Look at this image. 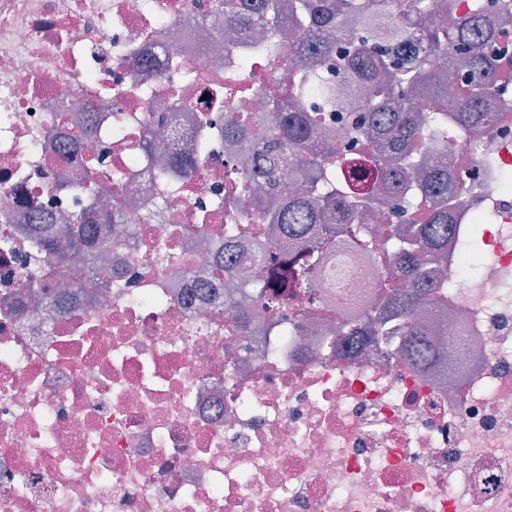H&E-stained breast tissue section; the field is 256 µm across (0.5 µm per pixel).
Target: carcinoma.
<instances>
[{
	"label": "carcinoma",
	"instance_id": "cac0c4a2",
	"mask_svg": "<svg viewBox=\"0 0 512 512\" xmlns=\"http://www.w3.org/2000/svg\"><path fill=\"white\" fill-rule=\"evenodd\" d=\"M224 25L254 30L257 53L278 59L281 76L276 112L224 116V135L244 137L255 159L244 184L248 192L280 197L278 224L302 245L288 260L259 252L253 265L263 273L254 299L283 312V292L314 288L330 273L339 254H360L369 262L370 243L350 223L374 201L388 209L395 227L385 243L392 282L380 299L410 336L408 352L423 350L417 309L430 304L433 272L448 255V203L438 198L455 189L448 167L424 161L448 152V125L477 121V107L497 95L500 58L512 54L506 34L477 10L449 28L433 18L448 0H406L399 14L390 0H229ZM318 54L332 58L344 90L330 85L323 68L294 73L289 59ZM459 79L457 99L448 105L446 69ZM364 99L362 111L347 117L353 139L336 150L318 137L324 112L341 93ZM427 99L431 110L416 111ZM288 167L291 186L278 185ZM101 232L94 216L72 215L69 224H36L24 264L40 267L58 251L82 254L87 263Z\"/></svg>",
	"mask_w": 512,
	"mask_h": 512
}]
</instances>
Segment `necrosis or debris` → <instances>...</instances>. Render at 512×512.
<instances>
[{"instance_id":"1","label":"necrosis or debris","mask_w":512,"mask_h":512,"mask_svg":"<svg viewBox=\"0 0 512 512\" xmlns=\"http://www.w3.org/2000/svg\"><path fill=\"white\" fill-rule=\"evenodd\" d=\"M251 39L225 41L222 0H0V512H512V113L448 134L433 362L350 335L380 294L357 268L342 303L319 287L288 323H239L241 259L298 246L222 133L272 109ZM89 206L124 218L107 259L31 282L22 225Z\"/></svg>"}]
</instances>
